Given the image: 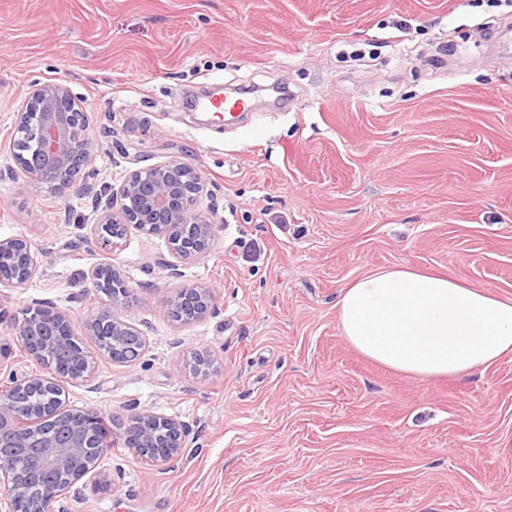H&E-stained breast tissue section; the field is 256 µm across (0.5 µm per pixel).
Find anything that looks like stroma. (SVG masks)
I'll return each mask as SVG.
<instances>
[{
	"instance_id": "stroma-1",
	"label": "stroma",
	"mask_w": 512,
	"mask_h": 512,
	"mask_svg": "<svg viewBox=\"0 0 512 512\" xmlns=\"http://www.w3.org/2000/svg\"><path fill=\"white\" fill-rule=\"evenodd\" d=\"M59 81L99 145L63 194L10 148L33 85ZM278 81L296 107L256 98L242 128L195 107L208 84ZM173 158L206 182L208 250L178 264L133 228L101 249L112 186ZM1 198L0 238L39 270L0 308L57 304L93 357L66 408L189 429L165 465L115 444L67 512H512V356L424 380L336 320L341 288L391 265L512 298V0H0ZM103 263L146 339L124 364L82 325L108 302L88 278ZM205 285L214 312L175 318L177 289Z\"/></svg>"
}]
</instances>
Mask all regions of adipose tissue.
<instances>
[{
    "label": "adipose tissue",
    "mask_w": 512,
    "mask_h": 512,
    "mask_svg": "<svg viewBox=\"0 0 512 512\" xmlns=\"http://www.w3.org/2000/svg\"><path fill=\"white\" fill-rule=\"evenodd\" d=\"M336 313L353 350L422 378L463 376L512 353V300L406 264L350 282Z\"/></svg>",
    "instance_id": "adipose-tissue-1"
}]
</instances>
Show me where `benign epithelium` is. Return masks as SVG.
<instances>
[{
	"label": "benign epithelium",
	"mask_w": 512,
	"mask_h": 512,
	"mask_svg": "<svg viewBox=\"0 0 512 512\" xmlns=\"http://www.w3.org/2000/svg\"><path fill=\"white\" fill-rule=\"evenodd\" d=\"M14 132L20 134L12 140L19 168L25 176L54 191L61 193L70 186L72 170L93 167L98 144L89 131L88 116L63 83L34 85L25 110L15 113ZM203 189L202 176L177 159L132 170L112 188V208L102 213L93 233L101 248L111 253L122 247L128 229L134 227L148 235L165 237L175 257L188 260L202 253L211 237L212 224L197 206ZM187 226L194 231L190 247L182 241V230ZM37 268L26 239H0V289L23 287ZM213 300L210 286L181 288L172 306L197 319L211 310ZM83 325L89 335L110 334L115 343L141 335L132 323L100 308L87 310ZM12 329L26 340V353L43 367V372L13 377L0 386V457L27 448H35L37 453L26 468L0 464V489L12 495L18 487L34 483L39 512H54V503L75 484L87 476H97V464L88 460L92 442L86 435L93 417L86 411L74 412L63 420L61 434L37 438L35 433L45 419L64 413L56 405L54 385L62 380L86 382L91 370L78 374L74 372V360L58 363L46 356L49 350L69 341L71 315L67 310L32 299ZM32 386L43 387L49 396L39 405L28 406L22 394ZM161 424L167 428L163 436L155 431ZM118 436L135 454L167 463L181 455L186 430L173 419L139 411L120 428Z\"/></svg>",
	"instance_id": "7a95c632"
}]
</instances>
